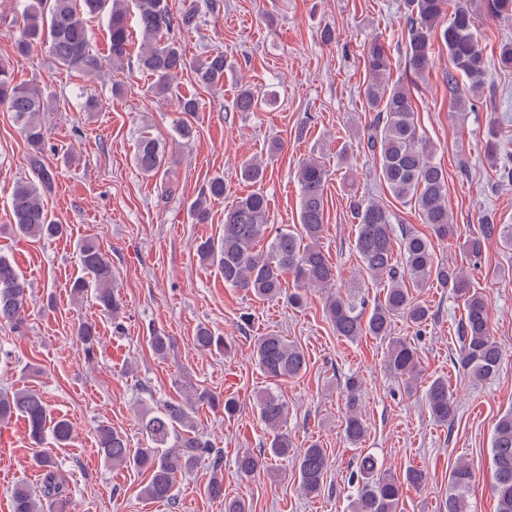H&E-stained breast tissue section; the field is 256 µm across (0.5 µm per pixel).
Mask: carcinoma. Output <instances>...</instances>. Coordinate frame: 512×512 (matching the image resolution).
Masks as SVG:
<instances>
[{
	"mask_svg": "<svg viewBox=\"0 0 512 512\" xmlns=\"http://www.w3.org/2000/svg\"><path fill=\"white\" fill-rule=\"evenodd\" d=\"M136 23L144 38L138 56V67L153 79L154 87L164 93L190 68L197 83L207 88L224 86V75L231 63L224 50L215 48L201 58L189 60L176 35L197 27L199 14L195 9L172 12L168 0H133ZM128 0H26L18 24L15 47L24 55L31 47L47 46L54 61L62 68L93 73L109 62L121 69L128 56L131 30L128 23ZM447 0H404L408 41L406 68L421 75L431 64L432 40L441 39L448 49L451 68L446 80L448 89L456 91L465 81L468 95L457 98L464 110L480 100L489 70L475 36L476 15L481 13L497 19L512 15V0H457L448 18V26L436 32V23L445 11ZM105 14L108 17L109 53L102 59L93 52L87 17ZM365 66L369 80L363 89L365 101L376 112L373 124L364 137V149L379 161L378 177L393 197L414 205L423 223L431 226L442 239L454 237V225L448 215V174L441 165L431 161L432 147L419 134L415 112L408 90L400 83L389 84L391 59L384 43L373 39L365 49ZM265 104L249 88L238 91L234 108L238 112H255ZM0 105L13 113L29 146V159L34 179L19 181L11 194L12 230L23 237L52 239L60 235L63 225L57 223L45 206V194L51 188L54 174L41 160L46 131L40 113L46 110L47 98L38 86L15 83L10 62L0 58ZM203 108V103L189 92L180 96L178 111L184 114L174 126L177 139L194 137L195 127L189 118ZM134 162L141 173L156 176L167 164L164 151L149 136L139 139ZM240 180L259 185L265 176L262 162L252 158L240 165ZM300 185L299 226L269 230L268 198L257 189L237 197L224 209V233L221 237L205 238L197 245L201 262L214 268L224 279V286L235 288L262 300L279 297L285 278L293 277L300 288L329 289L325 312L336 335L349 341L362 336L388 340L384 368L392 375L409 382L418 374L415 349L403 339L390 336L393 317L402 316L413 326L420 327L430 318L429 308L418 302L411 288H426L434 283L463 287V279L448 271V265L434 257L431 241L420 234L406 233L401 239L393 236L391 213L382 203L371 200L353 207L356 224L354 249L362 269L385 283L384 297L366 312L365 300L355 292L346 296L332 291L336 284V268L320 245L324 229L326 182L325 166L311 156L297 171ZM227 182L222 175L209 180L200 196L191 204V223L206 224L210 219L209 204L224 198ZM493 238L512 247V224H479V232L466 242L467 251L476 256L486 241ZM78 259L84 276L71 288L73 295L92 298L98 307L112 317L115 328L119 322L122 301L115 292L112 262L94 241H85L78 249ZM28 284L5 256H0V323L20 327L28 310ZM75 336L84 354L94 356L98 336L91 322L78 324ZM202 350L230 353L234 344L202 327L195 336ZM459 351L455 364L476 380L493 377L501 363V348L489 329L488 307L477 291L468 295L465 314L458 326ZM150 347L157 356H165L173 341L160 331L149 337ZM253 358L259 370L271 381V386L255 397L254 409L267 430V441L257 454L245 452L236 458L238 471L251 476L275 461L294 460L299 485L308 495L321 492L328 469L323 448L313 443L299 451L292 446L288 432L283 430L288 405L277 390L279 383L295 378L307 368L303 348L277 334L255 339ZM359 380L350 377L345 382L346 415L342 432L352 445L360 444L367 428L359 409ZM426 403L432 416L446 423L457 412L456 399L448 380L439 376L428 385ZM224 404V414L232 417L238 411L235 400L219 398L204 389L185 401L168 402L160 408L141 413L144 444L128 447L124 436L108 424L95 430L96 440L104 461L114 469L133 467L148 474L143 489L149 500L175 502L177 478L192 471L199 461L211 458L213 475L206 487L212 499L224 500V512H250L245 499H224L222 469L223 453L204 440L196 431L194 410L200 404L216 407ZM20 415L28 436L36 447L35 462L40 469V482L32 490L24 484L12 492L13 512H72L71 489L60 473L55 450L69 445L72 438L70 422L52 416L43 396L34 389L0 393V420ZM494 493L496 512H512V411L502 414L495 426L492 441ZM426 474L409 469L403 479L382 470L371 455L361 458L351 481L357 484L350 512H397L403 485L420 488ZM474 473L461 462L448 473V512H469V494Z\"/></svg>",
	"mask_w": 512,
	"mask_h": 512,
	"instance_id": "cac0c4a2",
	"label": "carcinoma"
}]
</instances>
